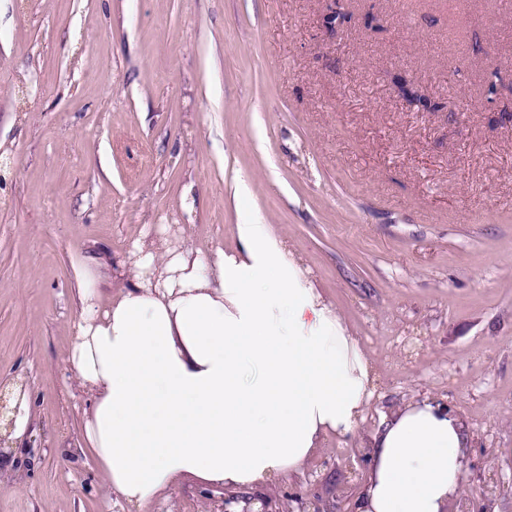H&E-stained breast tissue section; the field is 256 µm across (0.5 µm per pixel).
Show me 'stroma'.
Instances as JSON below:
<instances>
[{"label": "stroma", "instance_id": "obj_1", "mask_svg": "<svg viewBox=\"0 0 512 512\" xmlns=\"http://www.w3.org/2000/svg\"><path fill=\"white\" fill-rule=\"evenodd\" d=\"M341 7L332 32L326 0H0V381L26 382L34 423L0 457V512H126L78 447L82 263L108 289L143 233L228 250L247 222L287 240L377 375L354 435L265 491L272 512H352L367 436L415 397L465 425L463 496L490 485L512 512V11ZM224 494L185 481L143 512Z\"/></svg>", "mask_w": 512, "mask_h": 512}]
</instances>
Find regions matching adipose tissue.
Masks as SVG:
<instances>
[{"instance_id": "1", "label": "adipose tissue", "mask_w": 512, "mask_h": 512, "mask_svg": "<svg viewBox=\"0 0 512 512\" xmlns=\"http://www.w3.org/2000/svg\"><path fill=\"white\" fill-rule=\"evenodd\" d=\"M234 232L229 251L138 240L130 283L107 300L99 262L78 277L80 445L130 512L188 478L255 492L300 474L373 397L369 355L287 243L266 224ZM467 444L442 404L399 407L371 437L355 512H451Z\"/></svg>"}]
</instances>
